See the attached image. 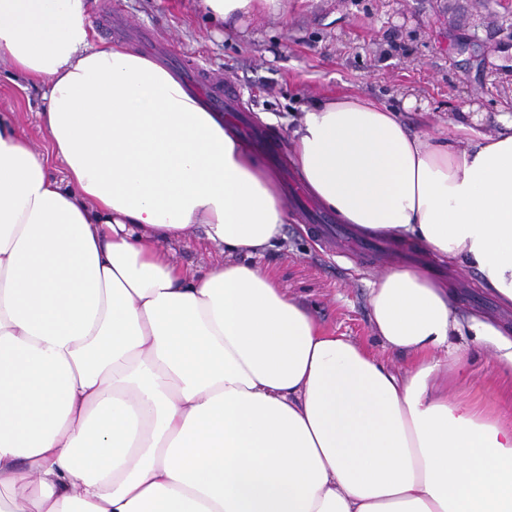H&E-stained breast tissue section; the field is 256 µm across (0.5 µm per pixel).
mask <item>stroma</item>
<instances>
[{
    "instance_id": "1",
    "label": "stroma",
    "mask_w": 512,
    "mask_h": 512,
    "mask_svg": "<svg viewBox=\"0 0 512 512\" xmlns=\"http://www.w3.org/2000/svg\"><path fill=\"white\" fill-rule=\"evenodd\" d=\"M119 13L131 28L148 29L182 65H195L238 89L235 109L265 136L287 171L286 113L329 95L357 92L398 103L412 99L403 118L416 132L435 133L464 116L483 131L497 115L512 113V10L501 0H282L279 14L257 13L214 30L195 0H89L92 40L107 37L99 22ZM39 90L18 88L0 66V113H11L31 143L50 146L39 113ZM260 112L279 122H258ZM278 250L262 264L281 288L312 310L322 325L374 353L368 283L391 264L421 263L416 247L389 242L385 252L338 254L300 225L284 227ZM177 261L194 269L221 262L200 229L173 244ZM436 277L458 290L462 308L494 314L495 299L469 269L437 266ZM449 397L480 401L512 415V377L497 374L488 348L468 343L462 372L447 375Z\"/></svg>"
}]
</instances>
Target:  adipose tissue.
Returning a JSON list of instances; mask_svg holds the SVG:
<instances>
[{"label": "adipose tissue", "mask_w": 512, "mask_h": 512, "mask_svg": "<svg viewBox=\"0 0 512 512\" xmlns=\"http://www.w3.org/2000/svg\"><path fill=\"white\" fill-rule=\"evenodd\" d=\"M280 3L199 0L216 25ZM88 7L0 0V63L44 86L51 146L0 113V512H512V422L437 385L467 339L512 376V325L393 265L371 323L405 372L326 330L255 262L295 220L275 171L165 67L92 42ZM291 121L338 223L512 311V115L423 134L340 93ZM196 225L222 264L177 263ZM434 273L436 277L448 278L458 288V300L464 309H481L489 314H497L498 305L495 299L483 291L477 284V275L469 269H447L438 264Z\"/></svg>", "instance_id": "1"}]
</instances>
